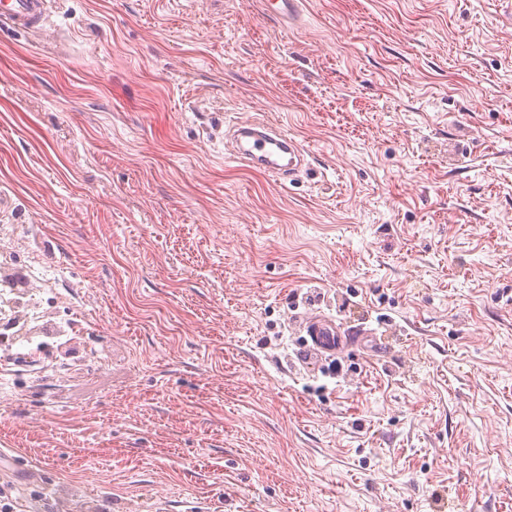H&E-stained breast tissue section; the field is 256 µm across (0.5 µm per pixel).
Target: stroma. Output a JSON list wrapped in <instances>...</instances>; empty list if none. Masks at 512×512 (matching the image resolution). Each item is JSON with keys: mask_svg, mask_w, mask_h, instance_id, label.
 Listing matches in <instances>:
<instances>
[{"mask_svg": "<svg viewBox=\"0 0 512 512\" xmlns=\"http://www.w3.org/2000/svg\"><path fill=\"white\" fill-rule=\"evenodd\" d=\"M503 0H57L0 30V249L80 365L0 379L26 512H512ZM301 143L293 182L226 123ZM376 341L306 363L293 320ZM264 16L288 26L300 19L302 0H261Z\"/></svg>", "mask_w": 512, "mask_h": 512, "instance_id": "stroma-1", "label": "stroma"}]
</instances>
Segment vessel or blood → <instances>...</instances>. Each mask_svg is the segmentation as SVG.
Segmentation results:
<instances>
[{
	"label": "vessel or blood",
	"mask_w": 512,
	"mask_h": 512,
	"mask_svg": "<svg viewBox=\"0 0 512 512\" xmlns=\"http://www.w3.org/2000/svg\"><path fill=\"white\" fill-rule=\"evenodd\" d=\"M52 0H0V27L31 33L42 30ZM264 16L287 26L299 20L303 0H261ZM228 139L235 156L246 165L271 173L280 180L292 179L306 162L304 149L281 128L262 122H232ZM307 358H324L336 353L346 343L335 322L329 318H309L303 326Z\"/></svg>",
	"instance_id": "b4317fda"
}]
</instances>
